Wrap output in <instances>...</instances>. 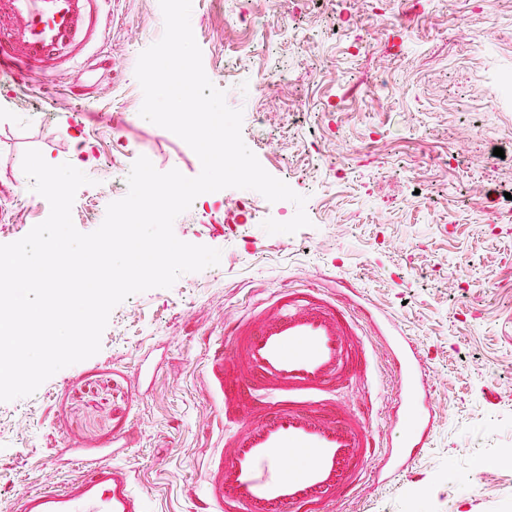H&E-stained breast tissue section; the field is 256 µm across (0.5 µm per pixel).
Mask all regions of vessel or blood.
I'll return each instance as SVG.
<instances>
[{"label": "vessel or blood", "mask_w": 512, "mask_h": 512, "mask_svg": "<svg viewBox=\"0 0 512 512\" xmlns=\"http://www.w3.org/2000/svg\"><path fill=\"white\" fill-rule=\"evenodd\" d=\"M103 0H0V74L22 81L88 42ZM351 296L276 288L224 325L210 355L209 388L220 393L221 447L204 460L207 512H326L357 492L372 462L384 479L427 445L434 415L418 351L402 332L387 343L396 410L386 443L370 412L331 391L370 388L360 332L371 314L350 313ZM81 474L58 490L26 493L20 512H145L144 497L111 452L74 459Z\"/></svg>", "instance_id": "obj_1"}]
</instances>
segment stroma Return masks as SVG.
<instances>
[{
	"label": "stroma",
	"mask_w": 512,
	"mask_h": 512,
	"mask_svg": "<svg viewBox=\"0 0 512 512\" xmlns=\"http://www.w3.org/2000/svg\"><path fill=\"white\" fill-rule=\"evenodd\" d=\"M281 26L273 49L242 58L225 85V46L247 34L242 11ZM97 42L59 75L17 91L0 76V244L22 239L50 214L30 191L26 150L84 166L72 220L95 231L112 202V134L122 128L132 167L201 172L196 153L138 116L140 53L161 39L158 0H112ZM191 27L208 78L242 110V137L272 176L306 196L309 227L268 234L293 203L243 189L194 200L176 237L219 249L218 265L181 275L117 305L100 351L61 369L31 396L0 402V512L23 494L79 474L75 448H111L148 512H194L203 460L220 418L205 384L209 344L225 320L279 286H351L418 347L435 423L419 458L390 482H365L333 512H512V97L487 100L488 82L512 77V0H311L270 12L266 0H193ZM309 31L318 68L294 65L290 39ZM364 43L349 51L350 41ZM288 74L287 93L255 89ZM338 108L325 112V99ZM266 114L256 120L253 108ZM503 156H494V148ZM379 395L373 422L385 439L394 378L383 333L366 326Z\"/></svg>",
	"instance_id": "35a3bbf8"
}]
</instances>
